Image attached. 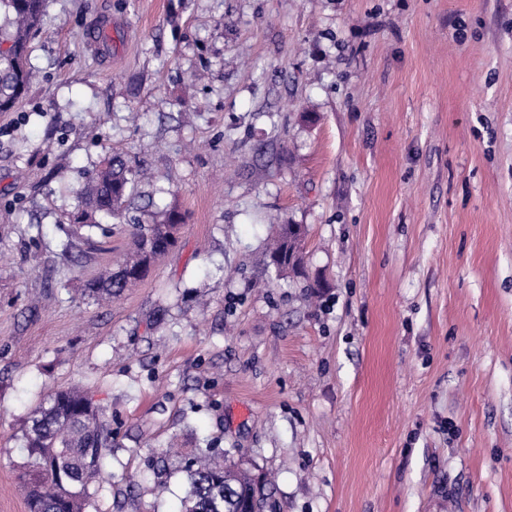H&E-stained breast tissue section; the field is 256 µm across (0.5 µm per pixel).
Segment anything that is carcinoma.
I'll use <instances>...</instances> for the list:
<instances>
[{
	"label": "carcinoma",
	"mask_w": 512,
	"mask_h": 512,
	"mask_svg": "<svg viewBox=\"0 0 512 512\" xmlns=\"http://www.w3.org/2000/svg\"><path fill=\"white\" fill-rule=\"evenodd\" d=\"M46 0H0V112H9L26 95L30 83L28 44L38 32ZM143 171L120 156L104 160L80 189L75 223L88 234L106 236L124 224L134 206V186ZM109 218L113 224H104ZM182 213L175 207L161 218L130 225L132 248L115 268L91 280L85 292L100 303L119 298L143 280L150 267L177 244ZM298 224L277 225L268 265L280 277L300 278L304 260L288 264L299 252ZM28 512H85L92 483L103 482L105 450L112 447V419L83 389L55 392L36 407L23 433ZM198 448L185 473L186 495L180 512H268L275 508L273 490L260 477L235 463L207 460Z\"/></svg>",
	"instance_id": "1"
}]
</instances>
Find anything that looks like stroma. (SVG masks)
Here are the masks:
<instances>
[{"label":"stroma","instance_id":"obj_1","mask_svg":"<svg viewBox=\"0 0 512 512\" xmlns=\"http://www.w3.org/2000/svg\"><path fill=\"white\" fill-rule=\"evenodd\" d=\"M28 63L0 113V512L74 386L117 435L87 512H176L208 443L280 512H512V0H47ZM113 154L151 173L134 216L185 222L100 306L131 239L70 215ZM274 218L321 293L267 269Z\"/></svg>","mask_w":512,"mask_h":512}]
</instances>
